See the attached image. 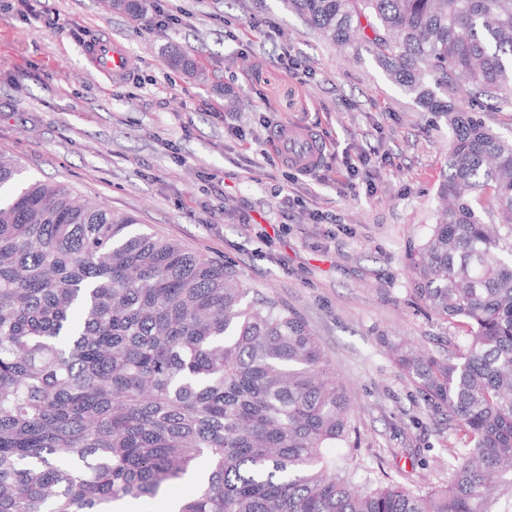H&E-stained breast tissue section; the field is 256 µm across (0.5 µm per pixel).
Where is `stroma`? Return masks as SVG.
<instances>
[{"instance_id": "1", "label": "stroma", "mask_w": 512, "mask_h": 512, "mask_svg": "<svg viewBox=\"0 0 512 512\" xmlns=\"http://www.w3.org/2000/svg\"><path fill=\"white\" fill-rule=\"evenodd\" d=\"M162 3L180 22L148 31L104 0L1 7L0 154L298 313L352 403L336 455L386 483L445 484L463 436L424 407L386 344L445 355L463 341L460 324L418 302L407 273L410 248L435 222L446 120L280 0ZM113 39L134 62L119 81L82 53ZM284 48L302 74L279 62ZM177 51L206 81L175 66ZM292 121L327 144L316 175L283 164L272 142Z\"/></svg>"}]
</instances>
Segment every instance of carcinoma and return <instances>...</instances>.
<instances>
[{
	"mask_svg": "<svg viewBox=\"0 0 512 512\" xmlns=\"http://www.w3.org/2000/svg\"><path fill=\"white\" fill-rule=\"evenodd\" d=\"M282 2L448 121V208L407 271L464 343L391 345L465 437L448 482L357 480L329 453L349 401L302 318L0 156V512H113L174 492L201 458L179 512H512V139L483 119L491 100L512 109V0Z\"/></svg>",
	"mask_w": 512,
	"mask_h": 512,
	"instance_id": "cac0c4a2",
	"label": "carcinoma"
}]
</instances>
